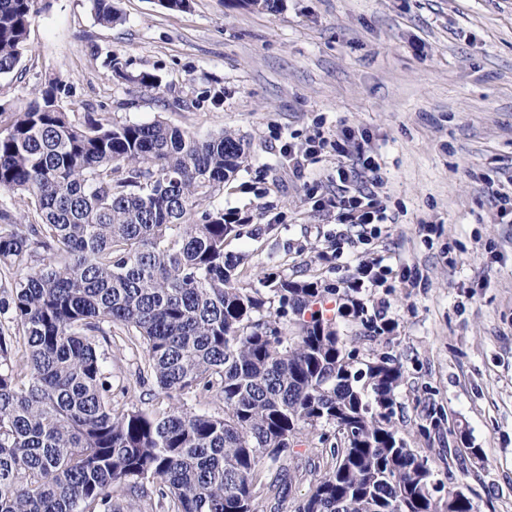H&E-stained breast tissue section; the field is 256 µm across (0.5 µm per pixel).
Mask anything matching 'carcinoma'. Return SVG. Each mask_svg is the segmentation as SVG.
<instances>
[{
	"instance_id": "1",
	"label": "carcinoma",
	"mask_w": 512,
	"mask_h": 512,
	"mask_svg": "<svg viewBox=\"0 0 512 512\" xmlns=\"http://www.w3.org/2000/svg\"><path fill=\"white\" fill-rule=\"evenodd\" d=\"M103 25L112 0H91ZM37 0H0V75L27 48ZM57 76L0 126V512H117L157 495L167 512H258L288 476L296 435L332 462L295 512H474L433 491L429 459L395 422L403 372L313 309L319 281L241 284L227 251L240 217L213 205L251 161L244 138L157 120L76 123ZM296 327L288 335L284 323ZM133 330L169 409L112 406L95 336ZM217 400L223 412L188 405Z\"/></svg>"
}]
</instances>
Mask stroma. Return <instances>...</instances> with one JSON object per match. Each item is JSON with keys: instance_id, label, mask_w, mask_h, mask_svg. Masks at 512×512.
<instances>
[{"instance_id": "obj_1", "label": "stroma", "mask_w": 512, "mask_h": 512, "mask_svg": "<svg viewBox=\"0 0 512 512\" xmlns=\"http://www.w3.org/2000/svg\"><path fill=\"white\" fill-rule=\"evenodd\" d=\"M40 6L19 65L0 76V110L56 75L77 121L108 112L244 137L250 167L217 199L242 219L228 249L243 285L343 289L358 264L377 267L354 297L391 326L372 347L402 367V436L436 461L439 490L464 492L474 512H512V214L492 198L512 191V0H281L274 12L114 0L112 26L90 0ZM143 73L159 88L135 83ZM349 136L378 157L387 223L343 216L346 190L370 183L332 147ZM96 343L113 406H155L141 341L116 326ZM316 442L298 434L291 479L259 512H294L316 479Z\"/></svg>"}]
</instances>
